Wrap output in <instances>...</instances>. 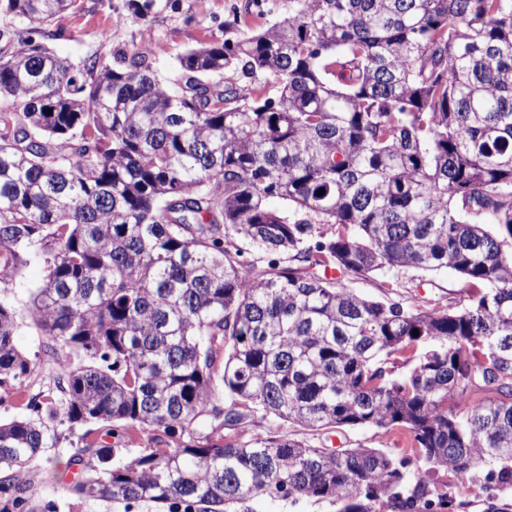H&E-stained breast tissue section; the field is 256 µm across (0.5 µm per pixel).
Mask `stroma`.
Wrapping results in <instances>:
<instances>
[{
	"mask_svg": "<svg viewBox=\"0 0 512 512\" xmlns=\"http://www.w3.org/2000/svg\"><path fill=\"white\" fill-rule=\"evenodd\" d=\"M178 4V9L165 10L157 22L146 24L127 12L125 0H77L73 9L50 25V44L60 56L73 62L93 54L109 57L147 45L160 77L170 80L176 75L177 57L186 49L223 38L225 21L241 17L249 31L265 28L273 21L272 16L257 11L253 0H178ZM44 277L43 265L33 262L16 269L9 287L0 289V296L7 298L17 312L16 346L34 365L28 387L32 393L42 389L52 368L43 352L46 338L33 324L28 309L31 295ZM342 281L363 297L410 308L455 309L465 305L471 293L467 281L449 269H407L362 278L346 275ZM258 435H288L318 448H377L398 458L416 457L405 432L397 427L310 430L258 413L252 422L224 432L228 441H247ZM77 448L78 438L72 435L51 449L62 472L57 475L37 469L30 488L34 501L56 502L59 512H158L149 503L126 506L78 500L68 489L70 477L65 471ZM486 473V468L481 467L462 478L442 470L433 473L432 478L435 486L454 500L455 512H496L501 506L512 512V488L488 489Z\"/></svg>",
	"mask_w": 512,
	"mask_h": 512,
	"instance_id": "35a3bbf8",
	"label": "stroma"
}]
</instances>
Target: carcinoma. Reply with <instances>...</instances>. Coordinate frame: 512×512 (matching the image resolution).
Here are the masks:
<instances>
[{"label": "carcinoma", "instance_id": "cac0c4a2", "mask_svg": "<svg viewBox=\"0 0 512 512\" xmlns=\"http://www.w3.org/2000/svg\"><path fill=\"white\" fill-rule=\"evenodd\" d=\"M74 2L0 0L16 46L0 50V281L43 263L30 314L54 364L27 414L0 422V512H57L28 494L34 464L97 423L175 447L114 464L119 449L85 431L70 491L86 501L430 512L451 504L426 479L440 468L489 465L512 486V0H288L260 32L224 22L228 37L180 54L172 81L142 48L60 58L46 27ZM168 6L126 0L148 24ZM319 224L334 229L317 240ZM335 267L450 268L476 291L456 310L411 309L357 295L327 278ZM16 329L0 299V388L22 394ZM477 386L487 399L471 400ZM253 409L402 428L422 466L202 436ZM252 505L254 512H336L337 510L335 503L307 498L291 501V499L264 496L254 499Z\"/></svg>", "mask_w": 512, "mask_h": 512}]
</instances>
